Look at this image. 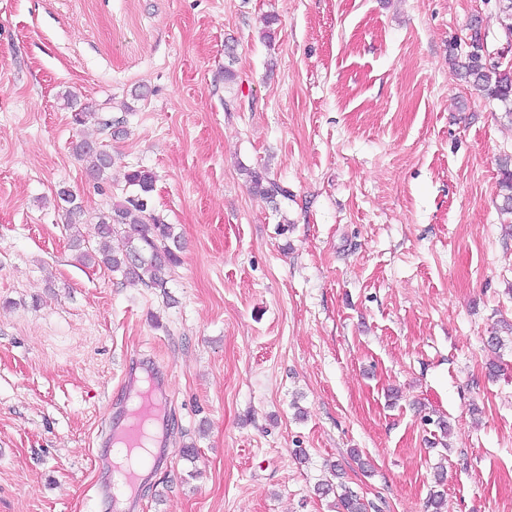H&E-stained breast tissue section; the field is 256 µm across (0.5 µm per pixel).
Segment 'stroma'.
<instances>
[{
  "mask_svg": "<svg viewBox=\"0 0 512 512\" xmlns=\"http://www.w3.org/2000/svg\"><path fill=\"white\" fill-rule=\"evenodd\" d=\"M475 20L500 47L492 0H0V512H109L100 441L142 356L172 451L141 512H332L330 462L370 512H427L440 466L444 512H512V336L487 344L512 119L448 64ZM81 136L154 174L184 242L165 288L71 247L60 187L89 242L131 193ZM73 153L85 163L88 175L97 183L112 180L114 162L112 156L97 147L89 140H79L73 145ZM243 172L248 178L252 190L264 199L270 200V202H275L279 196L283 199L290 196V194H288V189L284 188L273 179H269L261 172L250 168H244ZM56 197L64 204L66 214L68 217V227H72L75 224H82L81 220L84 215V210L81 203L77 202L76 195L66 187H61Z\"/></svg>",
  "mask_w": 512,
  "mask_h": 512,
  "instance_id": "1",
  "label": "stroma"
}]
</instances>
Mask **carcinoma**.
Returning <instances> with one entry per match:
<instances>
[{"mask_svg":"<svg viewBox=\"0 0 512 512\" xmlns=\"http://www.w3.org/2000/svg\"><path fill=\"white\" fill-rule=\"evenodd\" d=\"M497 17L503 40L500 54L512 56V0H496ZM487 40L474 20L467 46L463 50L448 45V59L459 79L482 92L487 98L496 100L512 116V64L492 62ZM67 108L71 111V123L82 126L89 113L79 106L76 97L66 96ZM73 153L85 163L88 175L98 184L112 180L114 162L112 156L97 148L89 140H79L73 145ZM502 190L501 210L512 214V155L499 160ZM259 196L276 201L277 197L288 198V189L262 173L241 167ZM127 186L134 193L124 202L98 217L95 246L82 252L85 260L102 264L123 279L140 282L150 288H164L168 277L179 263L182 248L181 235L175 225L165 223L151 209L155 176L144 169L127 170L123 173ZM56 197L64 204L68 226L81 223L84 210L77 202L76 195L66 187L60 188ZM318 492L324 497L334 496L336 512H368V503L344 483L331 482L318 485Z\"/></svg>","mask_w":512,"mask_h":512,"instance_id":"carcinoma-1","label":"carcinoma"}]
</instances>
